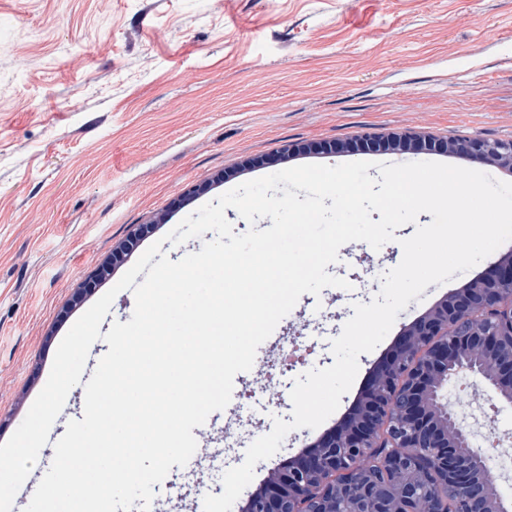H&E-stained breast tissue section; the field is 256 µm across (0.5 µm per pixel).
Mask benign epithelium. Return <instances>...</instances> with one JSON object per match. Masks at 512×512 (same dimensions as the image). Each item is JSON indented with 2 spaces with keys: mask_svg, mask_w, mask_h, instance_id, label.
Returning a JSON list of instances; mask_svg holds the SVG:
<instances>
[{
  "mask_svg": "<svg viewBox=\"0 0 512 512\" xmlns=\"http://www.w3.org/2000/svg\"><path fill=\"white\" fill-rule=\"evenodd\" d=\"M307 150L434 151L512 167V142L393 135ZM481 378L472 397L512 406V251L421 319L375 371L346 420L272 472L241 512H512L498 456L471 443L444 390Z\"/></svg>",
  "mask_w": 512,
  "mask_h": 512,
  "instance_id": "benign-epithelium-1",
  "label": "benign epithelium"
}]
</instances>
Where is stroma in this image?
Here are the masks:
<instances>
[{
  "label": "stroma",
  "mask_w": 512,
  "mask_h": 512,
  "mask_svg": "<svg viewBox=\"0 0 512 512\" xmlns=\"http://www.w3.org/2000/svg\"><path fill=\"white\" fill-rule=\"evenodd\" d=\"M364 134L512 142V0H0V443L44 387L75 321L154 242L171 261L214 232L174 246L164 237L228 190L303 164L417 161L399 151L322 153L305 144ZM196 195H188L190 187ZM396 229L381 249L341 247L327 273L350 289L302 294L234 378L229 405L193 428L196 462L171 469L160 512H203L222 475L274 418L291 420L297 377L334 362L331 341L370 303L380 276L402 260ZM150 225L140 234L142 225ZM133 248L120 264L113 251ZM429 285L387 336L358 358V373L320 427L290 431L257 463L249 491L345 416L403 327L488 269ZM312 348L281 372V350ZM109 349L96 341L81 385L68 394L49 443L22 485L33 495L68 421L82 419L83 384ZM479 377L448 387L475 444L512 441V407L474 403Z\"/></svg>",
  "instance_id": "1"
}]
</instances>
